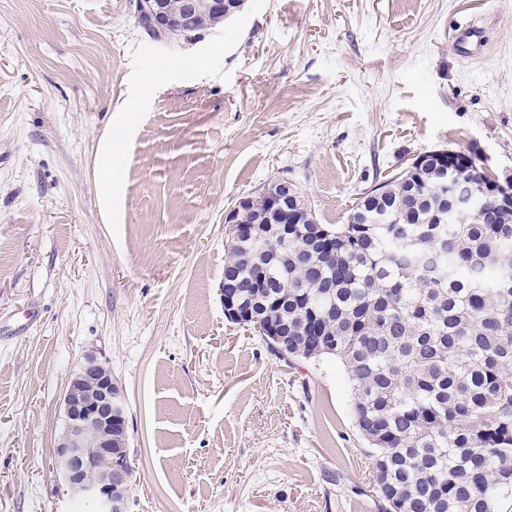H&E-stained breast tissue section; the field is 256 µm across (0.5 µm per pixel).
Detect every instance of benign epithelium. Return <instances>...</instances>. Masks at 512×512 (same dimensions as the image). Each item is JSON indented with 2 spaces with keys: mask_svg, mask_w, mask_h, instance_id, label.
I'll use <instances>...</instances> for the list:
<instances>
[{
  "mask_svg": "<svg viewBox=\"0 0 512 512\" xmlns=\"http://www.w3.org/2000/svg\"><path fill=\"white\" fill-rule=\"evenodd\" d=\"M239 7L237 0H134L138 20L155 30L160 39L185 35L196 28L204 15L223 22L234 16ZM487 194L503 205L512 204V180L489 185ZM296 195L294 185L281 180L256 195L239 198L225 218L227 237L233 242L245 230L235 222V215L236 209L247 207L271 221L269 228L287 240L292 225L298 223L291 203ZM483 205L480 194L456 197L448 212V223L480 213ZM221 291L224 313L230 318L239 317L243 302L238 292L227 286ZM63 409L65 427L54 461L56 480L75 499H96L101 512H125V489L133 467L128 455L113 450V446L117 443L127 447V407L111 371L96 356H86L71 377L63 396ZM94 456L106 457L109 469L92 479L88 477V464Z\"/></svg>",
  "mask_w": 512,
  "mask_h": 512,
  "instance_id": "1",
  "label": "benign epithelium"
}]
</instances>
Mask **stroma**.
Listing matches in <instances>:
<instances>
[{
    "mask_svg": "<svg viewBox=\"0 0 512 512\" xmlns=\"http://www.w3.org/2000/svg\"><path fill=\"white\" fill-rule=\"evenodd\" d=\"M438 149L512 174V0H246L164 43L132 0H0V512H97L53 471L88 353L127 512H377L343 364L225 317L224 219L285 179L342 224Z\"/></svg>",
    "mask_w": 512,
    "mask_h": 512,
    "instance_id": "stroma-1",
    "label": "stroma"
}]
</instances>
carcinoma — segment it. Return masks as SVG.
Here are the masks:
<instances>
[{
  "label": "carcinoma",
  "mask_w": 512,
  "mask_h": 512,
  "mask_svg": "<svg viewBox=\"0 0 512 512\" xmlns=\"http://www.w3.org/2000/svg\"><path fill=\"white\" fill-rule=\"evenodd\" d=\"M480 182L448 170L379 186L403 224L356 204L320 241L241 237L224 278L259 321L288 323L279 359L335 357L379 465L378 512H496L512 496V212L489 202L438 224L448 198Z\"/></svg>",
  "instance_id": "1"
}]
</instances>
